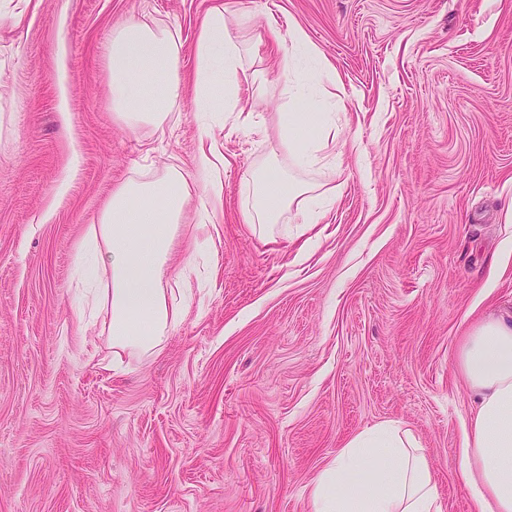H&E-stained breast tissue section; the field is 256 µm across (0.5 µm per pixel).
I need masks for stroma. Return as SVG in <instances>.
<instances>
[{"label":"stroma","instance_id":"obj_1","mask_svg":"<svg viewBox=\"0 0 512 512\" xmlns=\"http://www.w3.org/2000/svg\"><path fill=\"white\" fill-rule=\"evenodd\" d=\"M214 0H0V512H313L319 471L385 421L424 449L443 512L460 481L469 326L512 304V0H235L256 27L300 25L338 76V138L307 178L338 200L321 243L254 232L244 171L279 150L291 73L213 116L224 199L184 320L148 356L112 358L75 307L85 224L113 187L192 170L184 95L162 128L113 117L106 46L119 23L177 30L193 82Z\"/></svg>","mask_w":512,"mask_h":512}]
</instances>
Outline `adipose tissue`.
<instances>
[{
    "label": "adipose tissue",
    "mask_w": 512,
    "mask_h": 512,
    "mask_svg": "<svg viewBox=\"0 0 512 512\" xmlns=\"http://www.w3.org/2000/svg\"><path fill=\"white\" fill-rule=\"evenodd\" d=\"M289 41L280 68L297 84L277 113L280 157L243 178L240 208L269 239L287 237L282 225L294 212L310 230L335 204L336 195L303 179L318 154L340 131L317 94L312 73L335 82L334 69L300 26L280 34L260 30L249 15L213 6L198 27L195 101L202 112H233L243 68V45L272 49ZM183 44L178 32L130 20L114 29L106 51L107 87L113 117L127 128L162 127L183 97ZM222 156L209 128H201L193 172L168 166L162 175L129 179L113 188L77 246V270L94 287V303L108 314L103 328L114 356L150 355L186 316V276L168 270L182 226L206 231L214 221L210 201L220 198ZM195 211H188L189 202ZM458 369L476 403L464 445L462 475L473 491L475 512H512V309H497L474 322L463 336ZM313 512H443L429 461L415 437L384 422L358 433L322 470L311 493Z\"/></svg>",
    "instance_id": "1"
}]
</instances>
